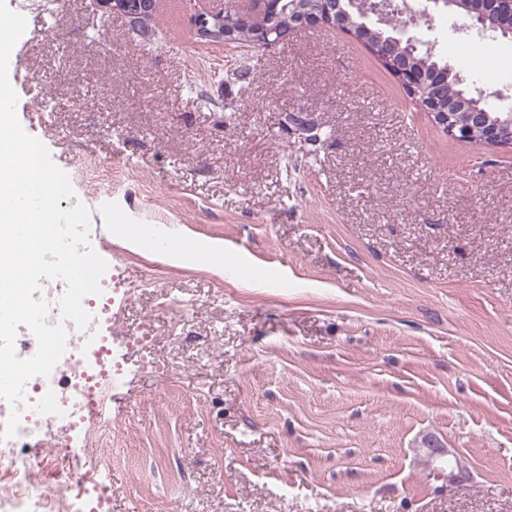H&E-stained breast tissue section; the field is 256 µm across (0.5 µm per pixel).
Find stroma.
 <instances>
[{
	"label": "stroma",
	"instance_id": "obj_1",
	"mask_svg": "<svg viewBox=\"0 0 512 512\" xmlns=\"http://www.w3.org/2000/svg\"><path fill=\"white\" fill-rule=\"evenodd\" d=\"M6 0L27 20L16 113L75 199L121 311L110 512H512V146L449 139L362 44L306 29L239 54L190 35L164 0L158 39L91 0ZM467 87L503 90L512 41L479 50L462 15L401 17ZM222 102L201 108L196 88ZM303 113L321 142L285 124ZM221 244L223 267L171 262L122 231ZM18 452L91 463L47 414ZM436 438L465 463L448 475Z\"/></svg>",
	"mask_w": 512,
	"mask_h": 512
}]
</instances>
